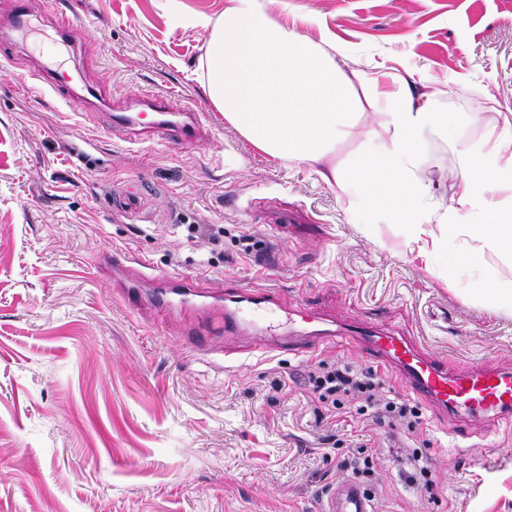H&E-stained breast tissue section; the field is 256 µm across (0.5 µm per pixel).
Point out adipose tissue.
Segmentation results:
<instances>
[{
  "label": "adipose tissue",
  "mask_w": 512,
  "mask_h": 512,
  "mask_svg": "<svg viewBox=\"0 0 512 512\" xmlns=\"http://www.w3.org/2000/svg\"><path fill=\"white\" fill-rule=\"evenodd\" d=\"M348 60L333 39H308L259 0H232L213 26L201 70L225 122L257 152L312 168L349 207L400 225L418 257L437 259L448 281L485 256L511 260L512 203L484 207L476 223L466 210L493 190L512 192V111L469 115L485 133L480 143L462 141L432 80L417 87L396 67L377 63L365 73ZM363 124L367 141L338 156L337 145L353 141ZM436 139L456 148L448 197L424 175Z\"/></svg>",
  "instance_id": "ef3b65f1"
}]
</instances>
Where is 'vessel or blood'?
<instances>
[{"instance_id": "1", "label": "vessel or blood", "mask_w": 512, "mask_h": 512, "mask_svg": "<svg viewBox=\"0 0 512 512\" xmlns=\"http://www.w3.org/2000/svg\"><path fill=\"white\" fill-rule=\"evenodd\" d=\"M47 3L60 12L56 32L61 40H68L82 26V17L63 12L60 0ZM0 19L6 20L10 34L27 33L28 0H8ZM29 80L34 91L53 93L66 102L76 95L71 86L45 80L39 69L30 72ZM136 106V111L118 112L112 118L113 129L127 131L136 141L189 145L209 134L208 113L179 94L146 96L137 99ZM109 261L131 306L141 305L142 289H152L157 304L176 311H201L213 323L246 338L249 350L263 353L288 350L308 355L325 344L353 342L368 361L391 369L415 397L434 405L447 421L450 435L467 440L476 437L478 421L512 427V371L492 362L453 370L445 359L428 355L411 337L395 330L365 324L351 329L321 328L316 312L298 306L283 308L275 295L265 291L231 288L218 299L201 278L151 274L146 262L133 266L117 253ZM324 512H374L372 497L363 484L351 479L330 491Z\"/></svg>"}]
</instances>
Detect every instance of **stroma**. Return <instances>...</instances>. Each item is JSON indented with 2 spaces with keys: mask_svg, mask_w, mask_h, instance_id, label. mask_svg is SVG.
I'll list each match as a JSON object with an SVG mask.
<instances>
[{
  "mask_svg": "<svg viewBox=\"0 0 512 512\" xmlns=\"http://www.w3.org/2000/svg\"><path fill=\"white\" fill-rule=\"evenodd\" d=\"M84 28L71 86L114 101L169 90L209 114V136L132 145L80 101L60 111L38 96L30 43H0V512H322L350 480L341 463L359 435L378 512H512V431L487 425L477 448L453 447L440 416L382 370L392 395L418 405L419 449L433 491L408 485L397 455L405 426L375 428L358 400L315 421L301 379L319 361H368L353 346L306 357L246 353L197 336L187 318L121 296L111 251L155 273L204 278L302 303L337 326L372 323L414 338L463 370L512 368V314L472 298L475 268L447 286L395 224H371L305 167L257 153L225 123L200 77L214 21L229 0H65ZM281 23L335 37L361 69L394 59L457 93L444 101L461 138L467 115L512 109V0H273ZM425 174L442 195L457 155L429 147ZM189 224L216 239L184 242ZM251 253H244V245ZM336 435L338 449L320 439Z\"/></svg>",
  "mask_w": 512,
  "mask_h": 512,
  "instance_id": "obj_1",
  "label": "stroma"
}]
</instances>
